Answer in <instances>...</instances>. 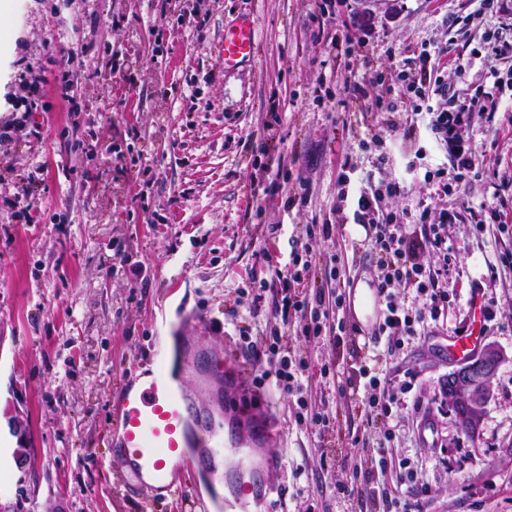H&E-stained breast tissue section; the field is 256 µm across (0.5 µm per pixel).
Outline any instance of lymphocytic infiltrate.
<instances>
[{
	"mask_svg": "<svg viewBox=\"0 0 512 512\" xmlns=\"http://www.w3.org/2000/svg\"><path fill=\"white\" fill-rule=\"evenodd\" d=\"M496 109L493 93L485 92L474 98L471 111L433 112L431 131L448 161L457 169H472L477 161L473 148L461 138V129L471 125L476 116L492 115ZM402 192L396 181L380 184L371 192L360 191L355 210L357 222L369 225L374 231L370 246L377 256L376 280L384 301L382 319L375 333L387 338L388 349L392 352L402 349L406 341L434 328L447 317L448 280L456 269L448 246V226L456 222L457 212L436 213L422 206L414 214L412 223L398 221L392 212L383 210L381 201L386 197H400ZM343 302L340 296L333 302H326L321 290L309 299L298 300L286 295L272 303L271 314L284 320L294 313L309 316V323L302 329L305 338L314 339L323 334L331 337L336 327L328 320L329 307ZM280 337L279 328L273 326L257 338L241 333L240 340L248 353L268 356L274 364L275 386L281 394L295 398L298 422L314 428L326 427L328 417L309 405L306 397L305 382L316 371L308 361L292 358L282 349ZM346 386L352 390L363 387L369 407L380 409L386 415L397 402L390 379L370 373L363 366L348 376Z\"/></svg>",
	"mask_w": 512,
	"mask_h": 512,
	"instance_id": "obj_1",
	"label": "lymphocytic infiltrate"
}]
</instances>
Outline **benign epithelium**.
<instances>
[{"label":"benign epithelium","mask_w":512,"mask_h":512,"mask_svg":"<svg viewBox=\"0 0 512 512\" xmlns=\"http://www.w3.org/2000/svg\"><path fill=\"white\" fill-rule=\"evenodd\" d=\"M503 351L493 343L483 345L460 361L444 379L449 410L458 419L481 424L483 408L490 398V386L504 361Z\"/></svg>","instance_id":"benign-epithelium-1"}]
</instances>
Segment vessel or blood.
Returning <instances> with one entry per match:
<instances>
[{
  "label": "vessel or blood",
  "mask_w": 512,
  "mask_h": 512,
  "mask_svg": "<svg viewBox=\"0 0 512 512\" xmlns=\"http://www.w3.org/2000/svg\"><path fill=\"white\" fill-rule=\"evenodd\" d=\"M255 30L243 17L224 28L221 54L225 68L250 61L254 56ZM481 339L477 327L448 339L449 355L460 358L474 351ZM115 418L110 453L118 461L124 488L164 497L174 487H186L199 472L223 480L213 452L221 423L197 410L183 383L180 355L165 364H151L137 378L124 381L113 392ZM234 499L244 512H272L275 487L230 479Z\"/></svg>",
  "instance_id": "vessel-or-blood-1"
}]
</instances>
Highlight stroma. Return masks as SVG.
Returning a JSON list of instances; mask_svg holds the SVG:
<instances>
[{"instance_id": "obj_1", "label": "stroma", "mask_w": 512, "mask_h": 512, "mask_svg": "<svg viewBox=\"0 0 512 512\" xmlns=\"http://www.w3.org/2000/svg\"><path fill=\"white\" fill-rule=\"evenodd\" d=\"M241 17L256 53L228 69L218 47ZM503 43L512 0L490 10L481 0H10L0 25V512H184L177 494L126 496L107 453L114 387L168 347L176 322L209 337L215 361L242 365L245 390L224 392V433L247 440V419L271 421L278 512H376L339 491L357 467L398 512H512V62L493 51ZM423 51L433 109L483 91L499 99L465 131L478 163L448 196L419 183L448 164L429 116L376 109L403 96V72ZM27 72L37 89L21 83ZM349 82L363 98L350 99ZM383 180L404 188L388 210L462 214L448 229L458 264L448 319L395 352L369 332L335 349L306 340L298 322L283 326V347L312 365L362 364L410 383L383 418L313 375L307 396L329 416L315 433L297 425L294 398L255 386L268 364L239 331L265 330L278 272L306 225L323 222L336 232L314 243L299 291L314 294L345 267L334 317L355 321V288L373 281L377 260L354 230L355 198ZM483 204L500 223L477 225L470 211ZM475 292L494 313L483 340L506 360L469 436L441 383L456 365L448 337L473 321ZM406 458L418 464L412 483Z\"/></svg>"}]
</instances>
